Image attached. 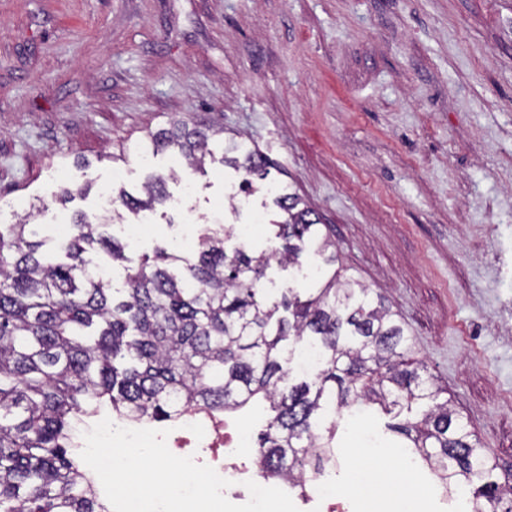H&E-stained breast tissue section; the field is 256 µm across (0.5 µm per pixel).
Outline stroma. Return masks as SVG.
<instances>
[{"instance_id":"35a3bbf8","label":"stroma","mask_w":512,"mask_h":512,"mask_svg":"<svg viewBox=\"0 0 512 512\" xmlns=\"http://www.w3.org/2000/svg\"><path fill=\"white\" fill-rule=\"evenodd\" d=\"M175 114L241 134L316 208L337 269L398 314L512 474V0H0V202L43 198L37 223L66 228L163 174L142 236L111 228L130 256L194 255L208 224L257 213L250 246L267 249L279 210L262 180L235 214L241 177L221 162L111 160ZM387 421L337 434L348 462L401 466Z\"/></svg>"}]
</instances>
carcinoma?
Listing matches in <instances>:
<instances>
[{
	"label": "carcinoma",
	"mask_w": 512,
	"mask_h": 512,
	"mask_svg": "<svg viewBox=\"0 0 512 512\" xmlns=\"http://www.w3.org/2000/svg\"><path fill=\"white\" fill-rule=\"evenodd\" d=\"M218 124L174 117L169 127L122 147L129 155L177 151L203 168ZM224 164L265 178L254 148L230 139ZM167 177L143 196L122 193L103 214H79L57 240L26 221L0 224V512H106L78 480L68 450L72 418L110 406L156 421L180 409L240 410L263 399L273 412L258 438L268 477L302 482L318 449L336 447V419L364 406L389 414L429 409L394 427L402 447L463 482L477 502L512 512V481L449 404L414 356L392 309L361 283L333 270L334 243L316 212L293 190L277 189L273 245L260 253L228 245L224 225L199 237L193 259L164 248L133 261L108 233L124 212L168 200ZM302 268L309 287L276 296L262 288L271 261ZM123 270V286L102 266ZM303 348L317 364L292 374Z\"/></svg>",
	"instance_id": "cac0c4a2"
}]
</instances>
